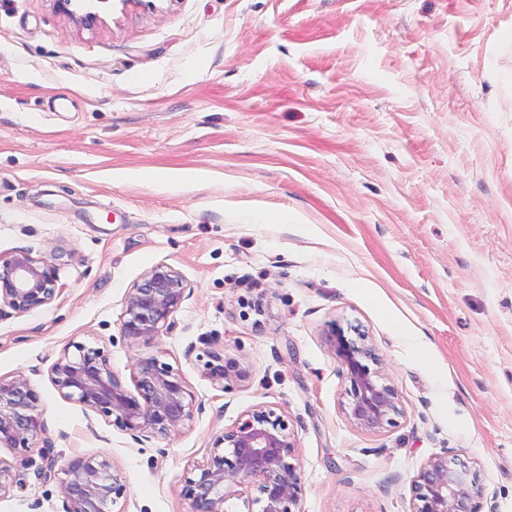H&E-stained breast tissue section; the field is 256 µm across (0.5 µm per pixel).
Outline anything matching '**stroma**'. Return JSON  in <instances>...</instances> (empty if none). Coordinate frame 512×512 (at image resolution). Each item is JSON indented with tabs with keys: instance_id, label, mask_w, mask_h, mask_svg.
<instances>
[{
	"instance_id": "stroma-1",
	"label": "stroma",
	"mask_w": 512,
	"mask_h": 512,
	"mask_svg": "<svg viewBox=\"0 0 512 512\" xmlns=\"http://www.w3.org/2000/svg\"><path fill=\"white\" fill-rule=\"evenodd\" d=\"M80 28L53 0H0V256L55 266L59 294L0 319V377L37 391L42 432L0 512H63L39 472L105 455L120 512H189L214 436L267 405L287 419L300 512H410L434 453L476 465L480 512H512V0H162ZM141 71L145 80H130ZM195 169L181 188L158 169ZM281 216L278 224L260 216ZM189 296L152 354L195 397L171 436L134 438L63 398L70 341L123 385L124 297L153 265ZM263 297V314L241 299ZM364 334L395 426L345 416L329 338ZM249 377L203 375L211 341Z\"/></svg>"
}]
</instances>
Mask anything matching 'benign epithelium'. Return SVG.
Wrapping results in <instances>:
<instances>
[{"label": "benign epithelium", "mask_w": 512, "mask_h": 512, "mask_svg": "<svg viewBox=\"0 0 512 512\" xmlns=\"http://www.w3.org/2000/svg\"><path fill=\"white\" fill-rule=\"evenodd\" d=\"M107 0H55L56 9L72 22L90 27L101 21L100 4ZM55 267L43 258L18 252L0 258V318L25 314L51 303L58 294ZM187 283L173 267L159 263L147 269L128 289L122 335L137 346H150L173 329L174 316L186 298ZM331 344L349 383L346 417L367 432L396 425L401 414L395 387L388 383L375 348L333 332ZM204 375L229 390L248 377L245 362L224 355L212 343ZM135 392L128 391L112 371L105 351L72 341L51 367V381L66 399L112 420L135 436L168 437L192 419L193 395L173 368L149 353L134 359ZM39 395L29 379L17 374L0 378V447L19 454L41 432ZM295 444L288 421L260 405L214 437L209 456L187 472L181 496L189 512H224L231 498L247 512H299L302 478L290 461ZM64 512H113L127 498L128 486L107 457L76 456L61 468ZM484 492L479 472L448 456V449L430 456L411 480L410 512H479L476 499Z\"/></svg>", "instance_id": "obj_1"}]
</instances>
